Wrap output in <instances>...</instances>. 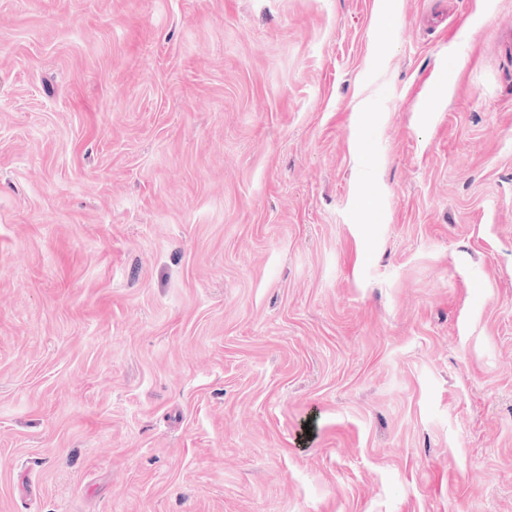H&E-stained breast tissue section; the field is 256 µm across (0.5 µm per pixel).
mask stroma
I'll return each mask as SVG.
<instances>
[{
  "label": "stroma",
  "mask_w": 512,
  "mask_h": 512,
  "mask_svg": "<svg viewBox=\"0 0 512 512\" xmlns=\"http://www.w3.org/2000/svg\"><path fill=\"white\" fill-rule=\"evenodd\" d=\"M511 34L0 0V512H512Z\"/></svg>",
  "instance_id": "35a3bbf8"
}]
</instances>
